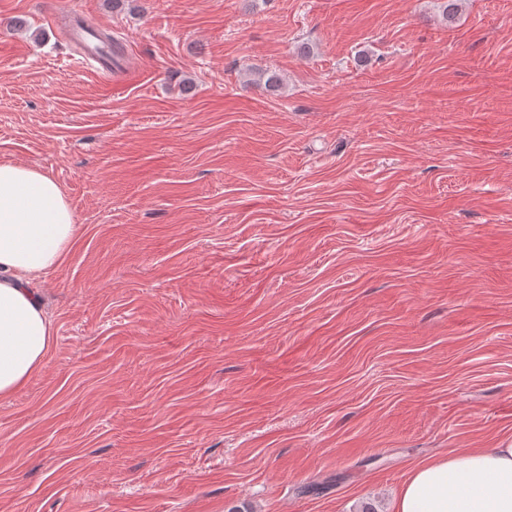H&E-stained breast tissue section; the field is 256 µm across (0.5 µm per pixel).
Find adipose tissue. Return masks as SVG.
I'll list each match as a JSON object with an SVG mask.
<instances>
[{
  "label": "adipose tissue",
  "instance_id": "obj_1",
  "mask_svg": "<svg viewBox=\"0 0 512 512\" xmlns=\"http://www.w3.org/2000/svg\"><path fill=\"white\" fill-rule=\"evenodd\" d=\"M59 183L27 165L0 163V399L44 364L53 323L32 283L60 266L76 235ZM392 512H512V441L416 466Z\"/></svg>",
  "mask_w": 512,
  "mask_h": 512
}]
</instances>
